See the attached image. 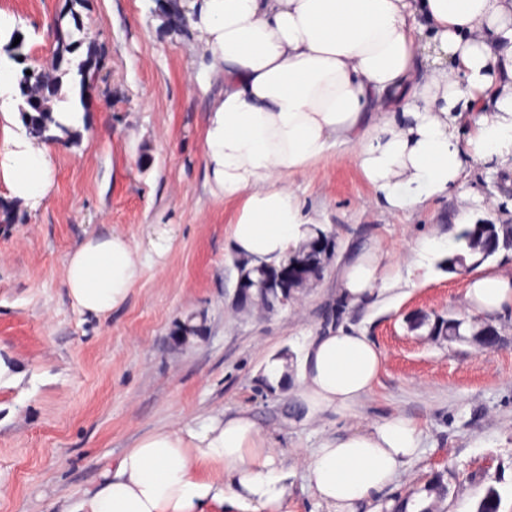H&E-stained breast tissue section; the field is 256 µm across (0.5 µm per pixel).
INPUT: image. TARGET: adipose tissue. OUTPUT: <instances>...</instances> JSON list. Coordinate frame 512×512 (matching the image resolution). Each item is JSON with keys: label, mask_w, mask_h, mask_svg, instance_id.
Masks as SVG:
<instances>
[{"label": "adipose tissue", "mask_w": 512, "mask_h": 512, "mask_svg": "<svg viewBox=\"0 0 512 512\" xmlns=\"http://www.w3.org/2000/svg\"><path fill=\"white\" fill-rule=\"evenodd\" d=\"M184 16L222 64L203 155L218 191L240 204L239 254L277 264L310 239L293 178L339 145L377 204L407 212L456 189L472 163L512 165V0H201ZM49 174L44 144L0 140V178L14 197L38 204ZM169 247L165 229L144 247L119 233L87 239L65 269L73 304L108 316L140 279L144 249ZM401 283L374 250L341 276L353 306ZM465 300L485 314L512 309V273L473 277ZM381 366L375 344L340 325L311 340L287 378L312 421L351 411ZM420 440L402 417L351 429L308 454L309 483L327 512H357L398 479ZM209 500L244 512H282L288 501L275 451L246 412L147 434L77 512H196Z\"/></svg>", "instance_id": "1"}]
</instances>
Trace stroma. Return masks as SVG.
I'll return each instance as SVG.
<instances>
[{
    "mask_svg": "<svg viewBox=\"0 0 512 512\" xmlns=\"http://www.w3.org/2000/svg\"><path fill=\"white\" fill-rule=\"evenodd\" d=\"M66 0H0L33 64L54 74L52 27ZM158 0H89L83 19L104 51L102 78L75 85L87 109L77 146H51V183L37 207L17 203L0 224V512H71L99 489L145 435L249 411L287 473L288 512H326L306 478V454L354 424L413 420L421 448L406 473L369 503L392 512L435 475L440 512H476L488 486L512 512V311L493 316L488 348L413 328L416 318L457 317L475 273L512 271V249L476 270L448 268V252L416 280L415 243L447 237L461 211L512 224V170L471 167L460 189L413 212L373 204V190L336 147L294 188L314 227L334 234L322 278L298 300L257 317L233 304L237 270L230 224L237 210L213 185L203 132L224 92L197 30H163ZM495 208H488V200ZM171 249L145 267L126 302L104 319L80 312L63 277L86 239L119 233L147 243L154 226ZM378 248L412 279L405 295L360 306L340 297L354 252ZM192 313L202 335L180 345L172 330ZM361 329L383 354L370 394L353 411L305 421L290 389L262 379L277 354L299 357L327 328Z\"/></svg>",
    "mask_w": 512,
    "mask_h": 512,
    "instance_id": "1",
    "label": "stroma"
}]
</instances>
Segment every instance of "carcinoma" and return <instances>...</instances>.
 <instances>
[{"label":"carcinoma","mask_w":512,"mask_h":512,"mask_svg":"<svg viewBox=\"0 0 512 512\" xmlns=\"http://www.w3.org/2000/svg\"><path fill=\"white\" fill-rule=\"evenodd\" d=\"M82 32L84 20L81 12L71 8L67 16L57 18L53 28V39L58 69L57 75L52 79L46 78L37 67L27 64L29 54L25 53V40L21 39V32L13 31L8 41L0 48L16 63L24 64L19 80L21 103L18 112L28 135L47 145H77L82 138L79 129L57 118L53 109L46 106L49 100L58 95L62 79L70 73L72 57H81L78 73L85 83L97 78L102 68L103 53L100 45L94 40L75 38V34ZM17 37L20 38V43L16 45L14 41ZM28 70L31 71L29 75L26 74ZM490 239L499 240L502 247L512 248V224H487L480 231L471 228L465 237L468 253L460 255L464 260L471 259V264H462V269L465 270L471 265L476 266L493 255L487 248V241ZM235 267L245 271L254 284L249 294L235 302L236 306L272 313L291 304V301L282 296L279 289L266 281L262 269L257 266V260L238 256L235 258ZM467 331H473V325L472 319L466 316L453 319L439 318L431 327L433 335L450 342L464 338ZM425 491L435 495V500L421 508L419 512H438L437 503L443 501L447 495V486L442 482L441 476H435ZM500 504L499 491L490 486L479 502L477 512H499Z\"/></svg>","instance_id":"1"}]
</instances>
